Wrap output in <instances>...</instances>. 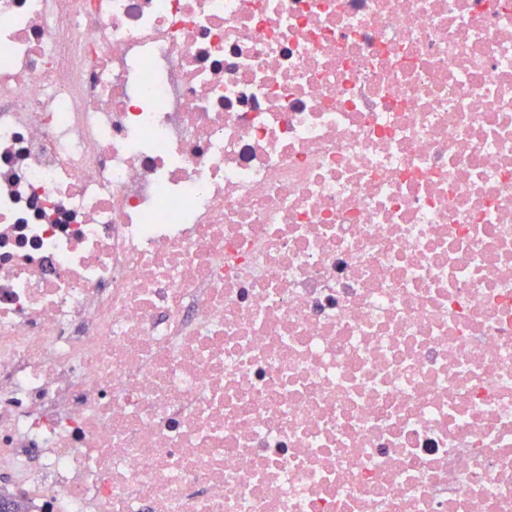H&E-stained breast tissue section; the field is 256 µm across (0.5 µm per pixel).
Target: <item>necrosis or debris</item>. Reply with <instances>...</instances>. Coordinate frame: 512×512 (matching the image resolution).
Here are the masks:
<instances>
[{"instance_id":"necrosis-or-debris-1","label":"necrosis or debris","mask_w":512,"mask_h":512,"mask_svg":"<svg viewBox=\"0 0 512 512\" xmlns=\"http://www.w3.org/2000/svg\"><path fill=\"white\" fill-rule=\"evenodd\" d=\"M0 474L512 512V0H0Z\"/></svg>"}]
</instances>
